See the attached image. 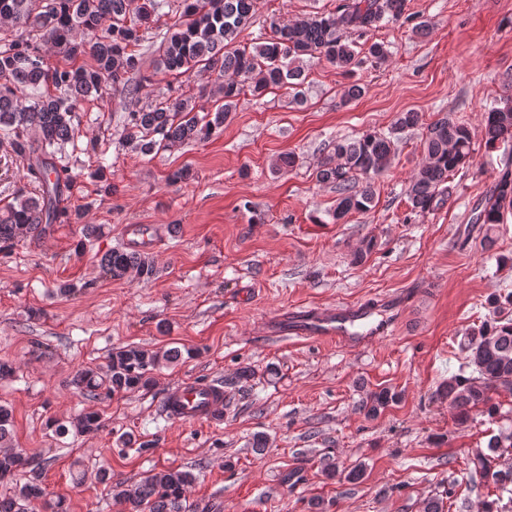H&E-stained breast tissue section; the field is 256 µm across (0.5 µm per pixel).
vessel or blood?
I'll return each mask as SVG.
<instances>
[{"mask_svg":"<svg viewBox=\"0 0 512 512\" xmlns=\"http://www.w3.org/2000/svg\"><path fill=\"white\" fill-rule=\"evenodd\" d=\"M125 245L137 252L158 249L163 238L159 224H126ZM397 299L383 301L381 309L365 305L331 306L292 310L280 316L272 330L305 340H333L349 348H364L381 337L400 319ZM224 386L218 382L187 380L170 388L163 402L165 412L176 422L209 421L224 411Z\"/></svg>","mask_w":512,"mask_h":512,"instance_id":"obj_1","label":"vessel or blood"}]
</instances>
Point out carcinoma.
I'll return each instance as SVG.
<instances>
[{
	"instance_id": "carcinoma-1",
	"label": "carcinoma",
	"mask_w": 512,
	"mask_h": 512,
	"mask_svg": "<svg viewBox=\"0 0 512 512\" xmlns=\"http://www.w3.org/2000/svg\"><path fill=\"white\" fill-rule=\"evenodd\" d=\"M181 21L159 33L152 71H143L135 53L161 17L169 0H0V19L15 32L0 38V139L13 154L27 161L26 182L13 200L0 206V249L11 248L18 238L38 235L49 224L79 223L82 215L59 207L63 190L77 181L64 145L77 148L80 138L76 112L90 96L119 92L137 97L159 75H181L198 69L216 75L222 104L204 114L190 98L161 97L124 117L119 144L148 155L190 143H202L224 131V123L243 96L260 99L285 88L292 102H307L304 89L305 57L326 60L352 76L365 63L386 61L385 44L371 40L380 27L405 18L406 0H337L331 10L293 23L271 24V35L250 47L236 48L240 33L251 24L254 0H181ZM62 56L64 64L52 66L43 47ZM422 122L419 112L399 113L388 132H367L338 140L317 168L321 183L335 186L334 221L351 213L370 210L375 177L388 168L393 140ZM37 135L31 139V135ZM512 139V99L492 107L485 116V145L496 148ZM425 159L410 179L407 190L412 210L425 214L451 190L448 179L464 168L473 151L468 127L445 115L427 126L423 142ZM38 184L39 191L27 185ZM512 203V172L505 171L477 221L486 226L483 242L501 223V209ZM106 274L121 279L133 273L142 279L155 276L153 261L145 254L113 250L101 258ZM465 352L458 372L440 388L455 418L469 419L482 407L489 419L499 416L492 393L512 391V318L486 322L472 330L461 344ZM190 349L171 347L148 350L126 346L110 357L108 373L79 369L74 383L95 396L100 390L119 394L147 389L153 371L192 356ZM399 395L388 389L370 394L363 408L377 417ZM100 428L99 416L83 413L58 424L54 432L90 434ZM12 411L0 405V481H13L31 465L28 457L9 447ZM512 450V431L491 436L487 450L471 459L474 473L489 477L499 495L484 502L482 512H512V465L498 464ZM196 475L179 468L151 470L139 483L113 486L115 497L131 512H189L187 492ZM41 494L32 483L14 484L0 494V512H26V503Z\"/></svg>"
}]
</instances>
